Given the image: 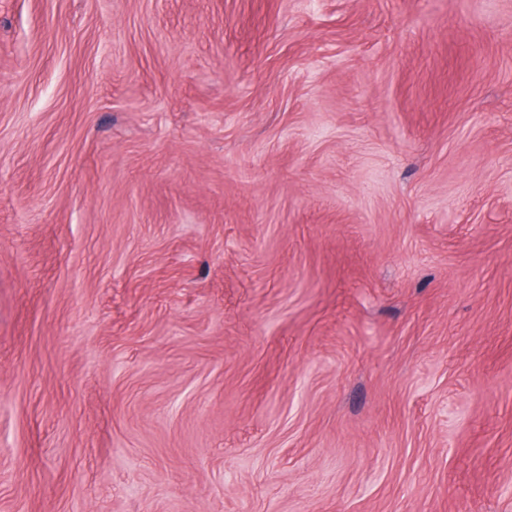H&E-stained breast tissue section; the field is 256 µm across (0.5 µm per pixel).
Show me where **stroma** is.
<instances>
[{"label":"stroma","instance_id":"stroma-1","mask_svg":"<svg viewBox=\"0 0 512 512\" xmlns=\"http://www.w3.org/2000/svg\"><path fill=\"white\" fill-rule=\"evenodd\" d=\"M0 512H512V0H0Z\"/></svg>","mask_w":512,"mask_h":512}]
</instances>
